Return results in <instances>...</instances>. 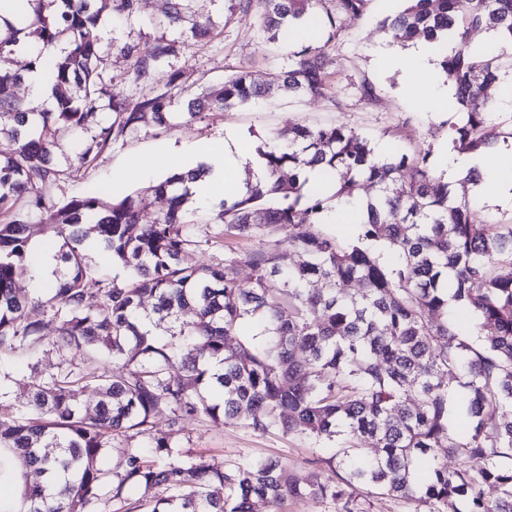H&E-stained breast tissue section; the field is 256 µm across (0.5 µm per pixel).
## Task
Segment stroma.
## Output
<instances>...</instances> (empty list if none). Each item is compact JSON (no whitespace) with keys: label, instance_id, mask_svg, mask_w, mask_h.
Segmentation results:
<instances>
[{"label":"stroma","instance_id":"35a3bbf8","mask_svg":"<svg viewBox=\"0 0 512 512\" xmlns=\"http://www.w3.org/2000/svg\"><path fill=\"white\" fill-rule=\"evenodd\" d=\"M403 6L404 0H370L363 19L346 25L339 37L327 44L332 65L331 87L325 98L294 97L271 87L262 104L256 106L248 105L193 122L176 120L166 127L142 123L126 140L104 152L92 168L61 182L54 190L55 195L66 201L96 189L110 194L116 191L114 183L124 172L128 179L119 191L137 199L141 223H152L166 209L167 200L151 192L150 187L164 180L165 175L131 172L132 162L149 156L160 146L183 149L203 140L223 138L229 128L260 146L272 137H287L289 130L300 125L343 123L368 137L372 144H386L393 156L420 146L428 148L434 168H441L448 158V124L455 118L449 98L441 94L447 84L443 72L436 70L421 75L410 86L402 71L383 68L378 62L379 47L392 45L382 23ZM94 7L102 21L99 35L108 49L106 75L112 80V93L131 100L163 89L168 74L173 71L179 72L180 78L172 94L183 103L205 88L221 85L242 68L250 71L257 83L268 84L271 73L306 44L299 37L281 43L279 50H271L259 32L256 10H242L234 0H191L188 18L208 21L214 26L210 36L196 39L192 38L188 26L166 23L167 0H139L138 14L129 19L113 11L111 0H94ZM162 38L174 41V54L153 77L134 80L130 75L131 62L120 53V46L134 43L146 50ZM395 48L405 55L411 50L407 44ZM364 80L376 89L375 104H366L359 96L358 86ZM193 211L195 215L210 218L206 230L211 242L188 252L186 262H223L228 241L221 235V225L214 222L218 206L197 205ZM27 315L29 320L41 324L43 340L35 355L16 354L0 360V390L6 393L0 409L9 414L19 409L23 393L18 382L29 374L31 367L36 365L50 373L63 359L62 353L52 345L58 331L49 313L32 307ZM172 441L181 452L205 455L211 465L221 469L246 459L275 458L302 484L315 473L321 479L335 480L339 471L338 465L326 462L330 449L301 437L258 433L239 419L216 427L208 420L190 418L179 431L172 433Z\"/></svg>","mask_w":512,"mask_h":512}]
</instances>
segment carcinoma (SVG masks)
Returning <instances> with one entry per match:
<instances>
[{"instance_id":"1","label":"carcinoma","mask_w":512,"mask_h":512,"mask_svg":"<svg viewBox=\"0 0 512 512\" xmlns=\"http://www.w3.org/2000/svg\"><path fill=\"white\" fill-rule=\"evenodd\" d=\"M238 0L258 7L259 29L275 43L297 27L311 44L276 69L271 82L302 97L328 91L330 59L315 29L339 36L362 18L370 0ZM383 26L392 41L424 36L437 46L453 39L441 67L454 86L456 120L448 140L460 153L488 148L500 133L489 115L512 83L499 59L512 52V0H406ZM20 27L0 32V359L33 353L40 326L26 316L37 304L58 325L53 345L87 352V362L63 360L57 371L24 384L26 411L0 415V467L17 462L45 477L25 485L19 512H251L252 501L329 499L337 512H357L360 490L442 507V512H512V222L477 223L470 203L434 175L431 150L418 148L390 161L374 156L371 142L343 124L295 127L288 144L257 148L273 177L246 183V192L223 200L217 223L224 235L269 239L265 248L230 255L222 264L188 265L184 255L207 243L188 216L187 184L202 168L174 174L150 187L170 196L151 224L139 221L136 200L108 201L99 193L57 201L58 182L88 169L112 145L150 118L165 126L184 116L201 120L261 99L267 88L244 68L219 88L206 89L173 111L169 75L165 88L138 100L107 96V119L89 130L96 104L106 96L105 53L97 38L99 11L92 0H15ZM485 28L498 41L471 45L468 32ZM38 48L29 69L54 78L55 107L42 112L9 93L23 74L9 67L15 47ZM131 76H152L175 53L159 41L150 49L126 43ZM87 136L68 164L54 159L60 129ZM328 176L342 172L331 197L307 187L305 168ZM378 194L357 200L359 182ZM353 208L357 240L347 242L319 228L329 210ZM40 215L63 240L57 284L45 300L22 297L16 283L34 276L27 228ZM95 238L118 282L99 276L84 243ZM302 257L286 271L281 249ZM240 264L253 272L237 277ZM331 288L319 290L318 281ZM354 282L358 292L338 288ZM105 298L87 306L89 286ZM155 299L153 325L168 324L160 339L139 313ZM476 316L477 341L448 321V302ZM263 323L258 335L235 343L243 322ZM103 367H98V364ZM119 366L112 371L104 364ZM92 390L97 401L82 409L73 387ZM463 389L471 423L448 428V396ZM170 411L171 429L202 416L218 427L241 418L255 431L304 437L337 451L347 476L336 483L314 473L302 486L276 460L239 462L221 470L202 455L173 450L170 435L154 430L153 417ZM146 439L144 448L120 451L117 471L98 458L118 438ZM458 460L448 469L436 449ZM153 492L130 499L127 488ZM496 491L492 498L483 488Z\"/></svg>"}]
</instances>
